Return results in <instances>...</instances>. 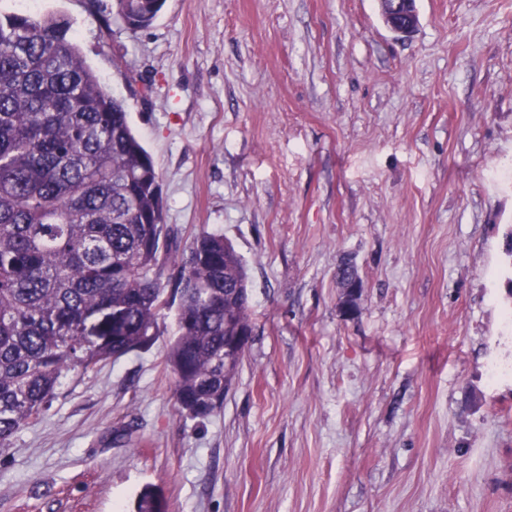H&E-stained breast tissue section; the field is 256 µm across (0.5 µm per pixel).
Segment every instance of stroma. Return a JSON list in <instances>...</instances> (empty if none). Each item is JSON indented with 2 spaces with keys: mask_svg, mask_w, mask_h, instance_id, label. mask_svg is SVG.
<instances>
[{
  "mask_svg": "<svg viewBox=\"0 0 512 512\" xmlns=\"http://www.w3.org/2000/svg\"><path fill=\"white\" fill-rule=\"evenodd\" d=\"M0 0L67 17L153 156L164 221L224 234L252 336L222 409L166 350L64 375L0 450V512H512V0ZM352 258L358 312L336 271ZM118 13L128 23L149 28L159 16L166 0H117ZM383 23L392 32L408 35L418 25L415 0H378Z\"/></svg>",
  "mask_w": 512,
  "mask_h": 512,
  "instance_id": "1",
  "label": "stroma"
}]
</instances>
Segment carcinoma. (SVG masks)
<instances>
[{"mask_svg": "<svg viewBox=\"0 0 512 512\" xmlns=\"http://www.w3.org/2000/svg\"><path fill=\"white\" fill-rule=\"evenodd\" d=\"M165 2L118 13L147 29ZM70 30L0 15V450L62 376L148 347L174 302L176 402L207 417L244 354L224 370L225 337L252 324L242 258L222 234L165 224L153 158Z\"/></svg>", "mask_w": 512, "mask_h": 512, "instance_id": "carcinoma-1", "label": "carcinoma"}]
</instances>
